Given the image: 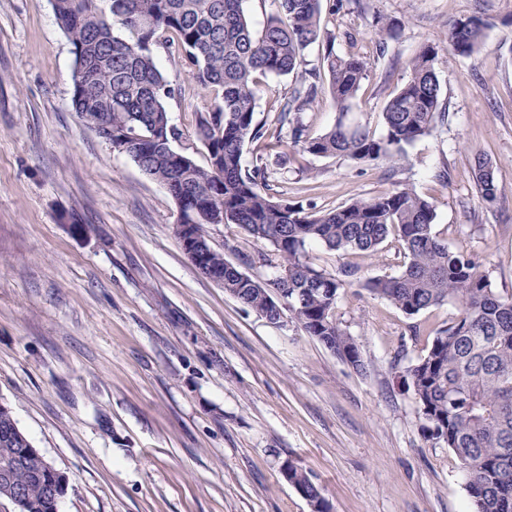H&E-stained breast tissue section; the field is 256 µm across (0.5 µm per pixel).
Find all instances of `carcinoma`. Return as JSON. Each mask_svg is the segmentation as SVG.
Masks as SVG:
<instances>
[{
  "mask_svg": "<svg viewBox=\"0 0 512 512\" xmlns=\"http://www.w3.org/2000/svg\"><path fill=\"white\" fill-rule=\"evenodd\" d=\"M246 0H56L55 13L72 53L85 60L90 79L73 78L72 108L87 126L112 127V149L129 156L164 183L178 208L173 233L190 237L210 254L207 277L272 324L281 315L349 365L364 370L360 349L336 315L341 292L358 285L412 318L432 307L453 304L457 314L437 331L427 353L406 370L428 438L442 440L466 475L469 512H512V296L492 288L480 257L448 247L434 231L433 198L399 184L381 195L358 198L319 211L280 199L272 192L265 154L289 147L298 154L336 156L355 167L398 163L407 147L448 121L440 109L439 66L447 57H470L483 44L490 20L470 14L448 23L445 47L427 41L409 63L407 81L387 100L376 135L357 112L358 95L372 66L359 55H338L322 32V0H275L277 13L255 29ZM120 28L121 34L114 32ZM399 24L376 32V59L385 56ZM325 40L318 63L306 65L305 51ZM177 57L182 69L209 94L196 137L207 165L174 147L180 130L165 102L176 89L157 67L154 48ZM304 74L285 92L275 124L288 138L256 123L262 79ZM336 112L333 125L311 136L302 114L322 103V74ZM255 146V161L244 153ZM492 164L478 159L475 180L482 201L497 198ZM234 224L258 249L252 264L264 266L267 251L279 257L269 279L249 275L211 244L208 225ZM392 234L408 262L392 277L352 282L351 268H316L307 248L374 255ZM30 447L12 411H0V469ZM293 484L313 497L324 494L307 472L288 461ZM23 506L19 512H53L44 487L24 469L13 473Z\"/></svg>",
  "mask_w": 512,
  "mask_h": 512,
  "instance_id": "cac0c4a2",
  "label": "carcinoma"
}]
</instances>
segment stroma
<instances>
[{
	"instance_id": "stroma-1",
	"label": "stroma",
	"mask_w": 512,
	"mask_h": 512,
	"mask_svg": "<svg viewBox=\"0 0 512 512\" xmlns=\"http://www.w3.org/2000/svg\"><path fill=\"white\" fill-rule=\"evenodd\" d=\"M333 3L323 0V21L340 55H372L378 20L401 24L359 92L371 116L449 22L482 11L491 26L476 54L440 68L448 122L411 145L407 163L358 169L306 154L285 168L272 153L276 195L327 210L413 186L436 201L437 235L483 257L493 290L512 295V0ZM154 55L177 88L166 108L178 146L205 163L196 125L207 94L165 49ZM72 67L51 0H0V403L67 476L59 512H310L281 473L288 459L324 487L332 512H467L456 456L427 439L402 383L456 307L410 319L346 289L336 313L362 373L295 324H270L185 255L166 187L78 120ZM478 155L495 168L491 204L475 185ZM209 235L256 271V245L236 225ZM309 255L364 277L407 262L394 241L376 256L319 246Z\"/></svg>"
}]
</instances>
